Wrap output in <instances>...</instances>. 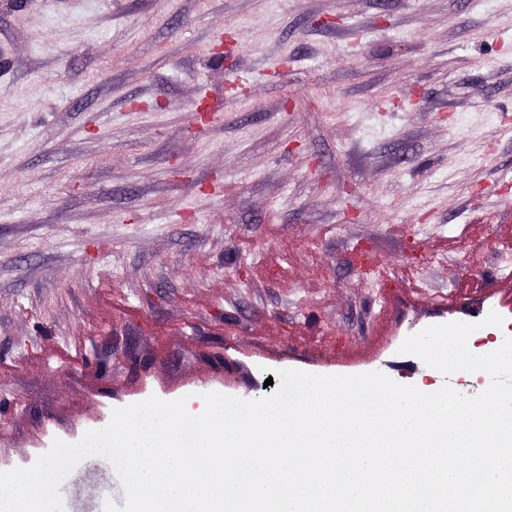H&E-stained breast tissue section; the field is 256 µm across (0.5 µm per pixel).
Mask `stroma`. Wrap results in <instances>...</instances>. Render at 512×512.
Returning a JSON list of instances; mask_svg holds the SVG:
<instances>
[{
	"label": "stroma",
	"instance_id": "35a3bbf8",
	"mask_svg": "<svg viewBox=\"0 0 512 512\" xmlns=\"http://www.w3.org/2000/svg\"><path fill=\"white\" fill-rule=\"evenodd\" d=\"M492 311L512 0H0V471L271 369L412 385ZM60 492L125 504L101 457Z\"/></svg>",
	"mask_w": 512,
	"mask_h": 512
}]
</instances>
